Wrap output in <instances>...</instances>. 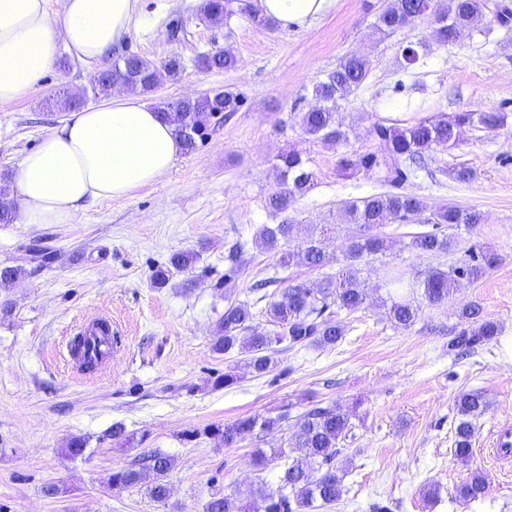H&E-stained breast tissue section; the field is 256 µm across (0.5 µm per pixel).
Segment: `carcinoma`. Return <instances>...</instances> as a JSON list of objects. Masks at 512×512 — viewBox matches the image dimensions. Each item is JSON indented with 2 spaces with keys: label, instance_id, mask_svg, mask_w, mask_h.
Here are the masks:
<instances>
[{
  "label": "carcinoma",
  "instance_id": "cac0c4a2",
  "mask_svg": "<svg viewBox=\"0 0 512 512\" xmlns=\"http://www.w3.org/2000/svg\"><path fill=\"white\" fill-rule=\"evenodd\" d=\"M433 0H391L381 12L376 30L389 35L425 16L435 14L432 37L446 45L463 40L471 31L474 19L482 11V0H448L444 9L432 8ZM228 2L226 0H204L203 16L218 23L224 20ZM235 53L226 48L214 53L202 54L196 59V66L202 72L230 70L235 67ZM370 61L362 56L347 55L335 70L314 87L315 96L322 102L301 115L305 132L328 144L338 143L346 138L341 123L337 120V106L347 99L365 81ZM157 64L138 55H128L109 66L112 81L119 82L130 91L142 95L155 89L154 73ZM242 103L240 94L230 90L196 99H185L165 104L162 109L175 135L185 151L196 147V140L204 137L212 120H220L226 112H236ZM478 123L486 128L506 125L507 115L503 112H456L419 120L404 128L387 126L376 122L372 127L373 150L363 154L346 155L339 161L342 175L350 177L357 173L384 174V181L394 187L400 186L415 168L420 166L424 156L431 151L450 150L457 146L458 131L465 125ZM276 189L269 195L266 207L275 215L283 216L277 224H266L256 234L253 245L260 252L273 251L279 254V265L286 269L302 263L309 267H320L325 260L321 240L309 234L304 247L295 252L284 246L297 239L303 225L288 217L298 199L314 185L315 174L301 155L288 150L278 156L273 166ZM426 211L425 202L418 196L401 192H383L351 201L339 212L342 224H356L360 234L349 239L347 253L356 260L364 256H375L385 252V237L377 232L390 220L408 222L417 219ZM482 216L475 210L457 206H441L430 213L425 223L434 230L413 237L411 247L424 254L448 253L454 246V239L440 231L441 226L465 224L474 226L481 223ZM29 262L42 267L52 260V251L41 243L27 248ZM194 262V255L175 253L169 260V267L154 272L153 281L163 287L170 269L183 270ZM497 257L482 252L471 256V262L451 271L432 268L424 279L410 281L404 273L391 270L387 273L385 285L389 288H419L421 298L430 306L443 303L453 292L459 279H479L485 269L493 266ZM367 300L365 289L361 288L358 269L350 263L334 276H327L315 287L298 282L289 285L278 295L270 298L266 308L269 321L278 327L270 332H258L252 328V313L244 303L230 301L224 307L215 332L214 351L229 354L236 351L248 357V366L256 375L273 370L275 355L279 347L290 348L313 346L332 347L344 336V325L332 318L330 308L353 312L360 309ZM419 306L413 301L390 300L388 316L403 327L411 326L417 318ZM461 319L467 328L461 330L448 342V350L470 352L491 341L498 334L497 326L482 318L477 304L465 306ZM458 421L454 428L453 453L462 463L472 455L476 434V421L488 410V401L479 391L462 393L457 400ZM286 416L260 418L248 416L239 418L222 427L207 431L211 438L225 446H231L260 430L273 433L282 430ZM351 430L350 415L335 405L314 406L303 415V420L282 446L271 452L257 448L253 462L258 473L265 472L270 465L279 466L280 486L275 493H265L258 486L247 494L212 497L205 505V512H250L251 499L262 501L263 512H315L328 505L337 504L345 492V470L335 465L341 453L340 442ZM142 460L146 466H133L112 472L109 483L114 488L127 489L146 484L148 495L157 503H164L169 497L167 475L171 468L169 456L154 451ZM488 490L486 477L475 472L457 488V495L464 501L485 496Z\"/></svg>",
  "mask_w": 512,
  "mask_h": 512
}]
</instances>
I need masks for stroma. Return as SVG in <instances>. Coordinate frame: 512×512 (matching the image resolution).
Wrapping results in <instances>:
<instances>
[{
    "label": "stroma",
    "instance_id": "obj_1",
    "mask_svg": "<svg viewBox=\"0 0 512 512\" xmlns=\"http://www.w3.org/2000/svg\"><path fill=\"white\" fill-rule=\"evenodd\" d=\"M202 0H139L126 41L112 53H135L155 63L178 57L177 77L162 76L148 102H174L232 90L238 112L210 125L195 152L180 154L158 182L134 195L90 206L77 224H0V267L21 264L25 247L41 241L54 259L0 288V512H204L213 493L232 494L264 484L276 491L278 472L257 474L253 448L284 444L312 405L335 404L352 415L337 465L347 471L339 505L322 512H370L379 501L392 512H512V464L493 455L496 433L512 424V26L495 20L512 0H484V20L463 41L440 45L429 19L380 36L375 28L388 0H336L332 9L304 27H258L233 13L221 24L203 19ZM421 58L406 65L404 48ZM231 48L235 69L203 72L198 55ZM370 58L359 89L341 101L346 140L328 145L303 132V112L315 106L312 87L342 57ZM66 67H52L26 99L0 105V176L13 174L21 156L35 148L64 118V93L89 90L97 68L60 50ZM500 111L506 126L463 129L452 151L428 154L425 170L409 177L405 192L428 209L472 208L482 215L474 228L453 229L454 249L422 255L409 244L429 231L423 221H392L382 228L385 254L360 260V280L370 295L361 309L340 312L345 329L336 346L296 347L276 355L273 371L258 376L243 354L213 349L215 326L227 301L247 303L253 327L272 324L265 302L251 287L274 279V291L289 284H318L347 263L346 246L358 228L338 221L348 201L389 191L381 175L346 177L338 161L373 148L374 122L404 127L445 112ZM301 153L315 185L290 217L324 240V266L282 268L275 254L256 252L257 231L276 218L265 207L275 189L273 165L283 151ZM471 168L467 182L453 179ZM498 260L479 279L459 280L448 300L422 305L407 328L390 321L383 289L387 267L423 277L433 267L468 263L480 250ZM176 252L193 254L185 270L171 271L164 287L152 272ZM238 262L239 277L224 272ZM477 303L499 332L463 355L449 340L463 323L460 309ZM110 316L119 340L105 370L74 372L67 362L71 329ZM237 381H215L225 371ZM483 391L489 409L477 423L468 463L453 453L452 430L461 393ZM285 415L282 431L218 444L208 428L246 416ZM133 439H109L113 424ZM86 442L78 457L66 448ZM161 450L172 461L166 503L143 488H112L113 471ZM482 472L489 489L476 501L459 499L456 488ZM435 485V497L425 496ZM56 494H48V487Z\"/></svg>",
    "mask_w": 512,
    "mask_h": 512
}]
</instances>
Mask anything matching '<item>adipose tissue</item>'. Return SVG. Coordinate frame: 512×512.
<instances>
[{
	"label": "adipose tissue",
	"mask_w": 512,
	"mask_h": 512,
	"mask_svg": "<svg viewBox=\"0 0 512 512\" xmlns=\"http://www.w3.org/2000/svg\"><path fill=\"white\" fill-rule=\"evenodd\" d=\"M281 26L301 27L333 0H259ZM136 0H0V103L27 98L60 49L96 64L130 31ZM182 145L156 106L133 92L68 115L14 174L12 205L23 224H77L99 200L156 182Z\"/></svg>",
	"instance_id": "1"
}]
</instances>
